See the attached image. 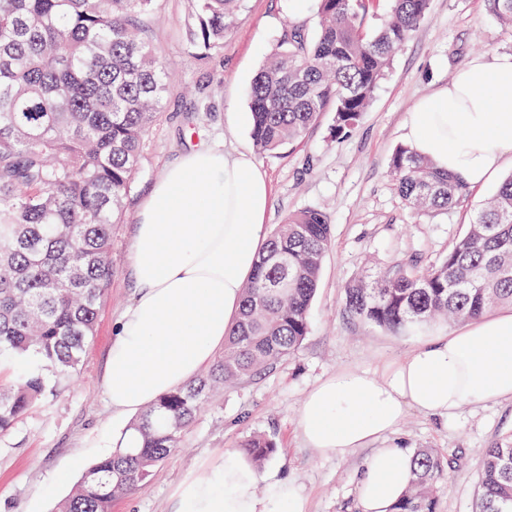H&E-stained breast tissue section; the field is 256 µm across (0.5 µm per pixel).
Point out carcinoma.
Masks as SVG:
<instances>
[{
    "mask_svg": "<svg viewBox=\"0 0 512 512\" xmlns=\"http://www.w3.org/2000/svg\"><path fill=\"white\" fill-rule=\"evenodd\" d=\"M189 47L201 60L224 44L244 0H190ZM318 25L300 27L248 89L255 151L279 153L324 112L333 135L351 132L395 54L425 21L429 0H315ZM512 28V0H487ZM156 0H0V366H20L0 389V432L45 395V372L69 375L94 336L112 277V224L138 170L141 142L170 92L167 65L145 39ZM396 190L418 212L467 195L458 176L411 147L390 162ZM332 242L325 213L305 208L275 225L224 354L130 425L140 447L94 463L56 512H112L180 446L208 395L269 371L309 333V312ZM512 306V177L504 180L448 254L427 269L396 267L352 280L346 311L390 332L417 334L437 320L468 323ZM255 465L272 438L240 442ZM444 458L414 453L413 478L390 512H437ZM476 512H512V437L484 449Z\"/></svg>",
    "mask_w": 512,
    "mask_h": 512,
    "instance_id": "carcinoma-1",
    "label": "carcinoma"
}]
</instances>
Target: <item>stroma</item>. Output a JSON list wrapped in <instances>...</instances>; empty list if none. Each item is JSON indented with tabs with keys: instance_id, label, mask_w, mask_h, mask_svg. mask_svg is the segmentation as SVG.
<instances>
[{
	"instance_id": "35a3bbf8",
	"label": "stroma",
	"mask_w": 512,
	"mask_h": 512,
	"mask_svg": "<svg viewBox=\"0 0 512 512\" xmlns=\"http://www.w3.org/2000/svg\"><path fill=\"white\" fill-rule=\"evenodd\" d=\"M188 13L189 0H159L146 32L156 57L171 68L173 86L143 140L139 171L112 227V278L79 368L72 376H51V392L0 432V512H53L84 471L114 451L132 419L113 412L105 375L114 326L137 293L130 255L138 206L189 146L253 152L246 96L251 79L289 26L317 29L315 0L301 15L291 0H245L222 48L202 61L186 48ZM509 53L512 29L489 13L487 0H430L426 20L394 57L351 133L333 138L335 115L326 112L302 141L259 157L271 187L268 225L314 208L326 213L332 227L309 333L273 370L215 392L183 431L180 448L131 495L114 501L112 512H175L179 486L201 477L255 431L270 435L277 448L262 473L296 484L308 512H360L358 485L375 448L319 453L299 432L298 413L308 392L328 376L382 371L420 344V337L393 334L346 312L344 287L398 265L434 264L500 180L512 176L508 158L496 180L470 189L453 208L418 215L402 202L389 169L418 100L448 84L471 58ZM509 435L512 399H504L463 407L445 420L408 410L398 431L379 446L437 449L448 462L438 512H472L482 451Z\"/></svg>"
}]
</instances>
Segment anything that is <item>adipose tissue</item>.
Segmentation results:
<instances>
[{"instance_id": "ef3b65f1", "label": "adipose tissue", "mask_w": 512, "mask_h": 512, "mask_svg": "<svg viewBox=\"0 0 512 512\" xmlns=\"http://www.w3.org/2000/svg\"><path fill=\"white\" fill-rule=\"evenodd\" d=\"M406 137L421 156L471 187L512 157V55L477 57L414 106ZM270 185L243 152L185 153L138 209L131 263L138 293L112 337L107 394L136 413L194 380L223 348L267 239ZM512 398V312L422 343L382 373L336 372L308 395L297 426L309 447L346 454L392 433L407 409L447 417L463 406ZM411 451L380 448L358 489L361 512H389L412 477ZM228 451L179 490L176 512H306L288 481H261Z\"/></svg>"}]
</instances>
